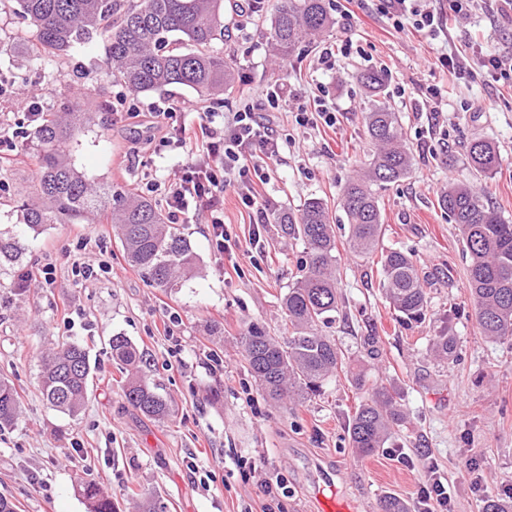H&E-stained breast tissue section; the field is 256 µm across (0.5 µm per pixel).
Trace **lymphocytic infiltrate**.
Returning <instances> with one entry per match:
<instances>
[{
    "instance_id": "obj_1",
    "label": "lymphocytic infiltrate",
    "mask_w": 512,
    "mask_h": 512,
    "mask_svg": "<svg viewBox=\"0 0 512 512\" xmlns=\"http://www.w3.org/2000/svg\"><path fill=\"white\" fill-rule=\"evenodd\" d=\"M475 2L379 0L377 10L397 33L415 31L433 36L450 30L452 20L469 11ZM430 67L456 80L488 77L512 87V55L497 51L483 53L468 46L450 54L442 52ZM116 103L124 108L126 119L149 115L152 128L161 134L160 144L175 145L191 158L182 175L172 182L144 173L140 192L161 196L173 223H186L196 216L203 218L209 226L214 252L228 251L224 231L225 191H232L244 208L265 213L270 171L281 160L288 141L275 133L250 102L228 118L217 112L201 111L199 104L190 101L164 108L152 104L143 110L123 92L117 95ZM15 105L18 117L13 128L0 127V161L24 158V137L44 113L31 97L16 98ZM188 111L197 113V120H183V113Z\"/></svg>"
}]
</instances>
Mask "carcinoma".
<instances>
[{
  "label": "carcinoma",
  "instance_id": "carcinoma-1",
  "mask_svg": "<svg viewBox=\"0 0 512 512\" xmlns=\"http://www.w3.org/2000/svg\"><path fill=\"white\" fill-rule=\"evenodd\" d=\"M17 11L39 35L37 51L60 56L74 44L99 35L105 41V75L135 92L148 94L168 86L193 90L209 99L234 89L237 64L224 57V0H15ZM333 18L326 0H277L266 32L271 51L290 57L302 44L328 31ZM361 83L373 104L365 113L372 149L365 166L343 186L337 207L345 214L349 249L357 256L376 251L382 234L377 190L397 183L412 168V153L402 140L398 113L384 99L385 74L367 71ZM99 112L80 102L63 112H48L29 135L25 149L38 161L32 195L17 205L20 223L36 234L51 224H81L100 211L110 213L113 232L125 261L152 288H176L191 277L197 256L182 224L144 196L108 193L72 162L78 137L104 123ZM473 175L486 179L501 165L498 147L486 140L468 144ZM439 207L456 224L468 258L467 287L481 335L512 340V223L487 196L465 182L450 181ZM271 221L306 244L300 274L288 287L282 307L288 335L273 336L250 325L241 337L242 355L261 389L276 403L299 401L319 392L324 383L349 368L336 341L320 324L339 312L336 235L331 210L321 198H310L297 211L274 210ZM19 259V247L0 238V264ZM382 288L402 323L421 322L428 311L427 277L413 255L397 248L381 253ZM112 358L125 374L127 402L145 416L161 421L172 401L141 374L143 352L124 336L110 339ZM431 350L445 361L456 353L452 336H438ZM92 368L89 351L74 341H59L43 358L41 394L46 404L74 416L86 403ZM21 401L13 384L0 378V429L13 425ZM405 412L397 395L385 386L374 389L352 416V447L369 456L399 431ZM80 494L90 512H116L112 494L96 483H82ZM379 512H411L405 502L385 496Z\"/></svg>",
  "mask_w": 512,
  "mask_h": 512
}]
</instances>
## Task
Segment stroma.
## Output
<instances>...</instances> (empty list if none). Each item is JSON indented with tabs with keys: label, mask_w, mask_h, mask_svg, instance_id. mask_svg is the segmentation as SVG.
Returning a JSON list of instances; mask_svg holds the SVG:
<instances>
[{
	"label": "stroma",
	"mask_w": 512,
	"mask_h": 512,
	"mask_svg": "<svg viewBox=\"0 0 512 512\" xmlns=\"http://www.w3.org/2000/svg\"><path fill=\"white\" fill-rule=\"evenodd\" d=\"M270 18L267 10L253 14L248 38H225L224 52L235 58L257 108H265L264 92L274 84L304 105L325 95L336 106L331 129L299 128L292 115L280 114L298 146L274 166L266 196L273 209L295 210L312 197L332 205L341 308L321 330L346 356L365 363V381L339 374L321 394L288 407L257 386L240 338L253 322L283 335L281 299L299 274L304 245L280 225L263 224L260 251L246 256L251 219L233 193L224 196L232 255L213 251L207 225L187 224L198 268L182 287L165 292L127 265L105 217L54 224L38 235L28 231L14 203L30 192L37 160L31 155L0 165V181L9 185L0 192V237L17 239L21 267L37 266L48 254L57 264L54 287L35 284L21 295L13 287L17 268L0 267V374L13 383L22 407L16 424L0 431V493L18 512H88L78 492L83 482L111 492L120 512H135L148 498L165 512H318L320 494L330 489L351 512H377L385 496L417 504L432 469L448 486L451 512H481L487 497L512 489V342L480 334L461 238L438 206L448 182L474 180L466 146L485 139L498 146L502 163L478 187L512 220V90L493 81L449 82L436 122L415 93L440 80L426 60L462 40L511 50L512 19L496 18L480 4L458 20L449 39L429 40L395 33L368 4L352 18H335L328 32L284 63L265 37ZM348 37L355 51L337 57L333 69L318 65L323 45ZM36 42L35 27L12 0H0V74L16 91L36 95L45 111L62 110L80 93L93 112L122 91L103 74L102 39L74 45L61 57L37 53ZM371 69L386 74L387 100L400 114L413 156L410 174L378 192L381 247L413 253L429 277V313L409 325L383 297L375 260L349 252L348 224L335 206L370 151L369 96L359 76ZM477 101L489 110H472ZM140 138L108 115L105 127L80 136L74 163L94 181L131 188L141 175L130 160ZM440 139L448 143L444 160L429 152ZM85 236L98 242L93 258L112 265L109 275L91 283L70 274L76 243ZM234 259L237 274L229 270ZM171 314L175 322L166 323ZM443 332L456 338L458 356L440 363L429 347ZM117 334L144 350V375L174 404L168 420L145 417L124 399L109 344ZM62 338L88 348L93 367L88 399L74 416L49 408L40 392L42 356ZM380 384L397 390L407 420L385 448L361 457L350 443L349 422ZM469 460L474 470L466 469Z\"/></svg>",
	"instance_id": "35a3bbf8"
}]
</instances>
